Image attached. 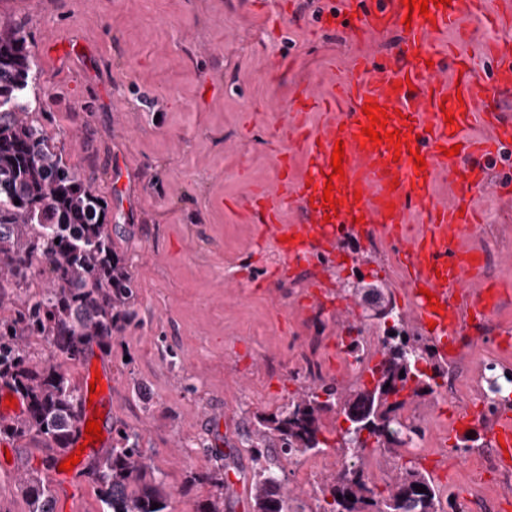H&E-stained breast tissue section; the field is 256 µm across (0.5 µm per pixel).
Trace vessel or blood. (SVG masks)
<instances>
[{
	"label": "vessel or blood",
	"instance_id": "obj_1",
	"mask_svg": "<svg viewBox=\"0 0 512 512\" xmlns=\"http://www.w3.org/2000/svg\"><path fill=\"white\" fill-rule=\"evenodd\" d=\"M343 10H329L333 25L352 30L369 28L397 31L394 48L382 55L355 59L349 74L337 82L338 95L326 101L311 92L293 105L286 125L304 148L305 172L279 180L284 193L294 201L299 221L284 224L279 206L269 191L252 199L256 220L280 242L282 256L307 262L331 254L342 230L366 239L373 225L391 228L405 223L408 212L423 214L425 231L401 234L398 261L404 271L410 300L409 316L434 344L440 358H447L468 315H478L490 306L488 291L474 259L461 242V230L475 223L469 193L487 186V162L501 148L512 145V119L502 111V100L512 94V50L496 46L485 50L487 71L474 76L466 56L450 54L448 61L427 65L424 47L443 30L461 29L466 17L482 15L484 0H451L450 5H429L427 16H409L401 0H342ZM375 102L390 116L389 128L408 140V151L396 152L393 143L369 142L361 132L370 120L364 104ZM321 111L318 131L307 129L304 113ZM454 113L446 123L445 113ZM491 127L488 140L468 138L474 123ZM343 141L345 177L332 192L339 205L327 217L320 199L326 176L332 173L331 157L336 141ZM459 146L453 157L445 149ZM427 163L417 171L411 151ZM443 172L460 186L461 196L452 208L435 203L428 195L434 172ZM434 294L442 311H434L426 296ZM503 443L498 455L503 466L512 465V419L492 431Z\"/></svg>",
	"mask_w": 512,
	"mask_h": 512
}]
</instances>
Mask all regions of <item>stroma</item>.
I'll return each instance as SVG.
<instances>
[{"mask_svg": "<svg viewBox=\"0 0 512 512\" xmlns=\"http://www.w3.org/2000/svg\"><path fill=\"white\" fill-rule=\"evenodd\" d=\"M327 0H0V16L24 24L37 69L30 86L42 127L56 151L108 205L114 251L138 284L132 318L110 348L91 346L69 371H112L95 398L106 444L117 429L137 432L171 495L165 512H201L233 489L224 512H253L254 430L312 383L295 364L317 357L326 380L339 361L336 338L347 326L384 329L366 317L352 289L382 287L409 309L398 243L382 232L376 246L352 235L337 258L283 259L256 224L248 201L274 185L281 169L299 173L302 150L281 118L304 87L328 95L333 73L360 54L391 50L396 33L322 28ZM471 42L435 36L485 68L481 46L512 48V31L475 17ZM490 187L471 192L477 222L462 233L467 249L494 266L499 299L489 317L494 337L457 349L463 386L440 403L437 393L407 400L401 415L424 428L425 452L405 446L353 462L385 487L417 458L455 505L487 495L512 512V480L481 470V453L512 397L497 414L481 411L491 369L512 370V147L488 163ZM351 308L343 316L341 304ZM146 385L147 398L134 389ZM478 410L468 455H456L452 431L462 410ZM228 455L222 468L220 455ZM52 442L0 436V512H29L20 478L50 479ZM341 449L281 461L292 512H323L331 500Z\"/></svg>", "mask_w": 512, "mask_h": 512, "instance_id": "35a3bbf8", "label": "stroma"}]
</instances>
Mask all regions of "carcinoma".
<instances>
[{"label": "carcinoma", "instance_id": "1", "mask_svg": "<svg viewBox=\"0 0 512 512\" xmlns=\"http://www.w3.org/2000/svg\"><path fill=\"white\" fill-rule=\"evenodd\" d=\"M36 67L25 26L0 19V305L7 298L3 289L24 284L34 261H44L49 275L47 287L28 296L15 316L0 318V382L25 405L21 417L0 421V434L37 435L64 451L82 421L83 395L63 364L36 356L25 341L38 339L72 363L94 342L110 347L112 334L131 319L128 307L138 284L112 250L107 206L65 164L43 129L21 118L32 111ZM361 301L382 318L395 319L371 385L346 395L323 381L259 421L254 512H288V492L271 459L328 448L323 418L337 407L351 422L339 433L344 451L350 437L358 447L374 450L400 445L420 431L401 420L398 411L405 401L400 395L410 382L414 396L432 391L431 377L417 368L433 358L432 350L405 330L403 317L379 289L362 294ZM117 436L116 444L86 468L104 512H164L166 485L148 462L139 434L120 428ZM22 483L29 512H54L44 481L26 476ZM422 486L424 493L418 492ZM331 495L330 512H438L440 503L437 487L412 459L382 490L369 486L360 472L347 470Z\"/></svg>", "mask_w": 512, "mask_h": 512}]
</instances>
